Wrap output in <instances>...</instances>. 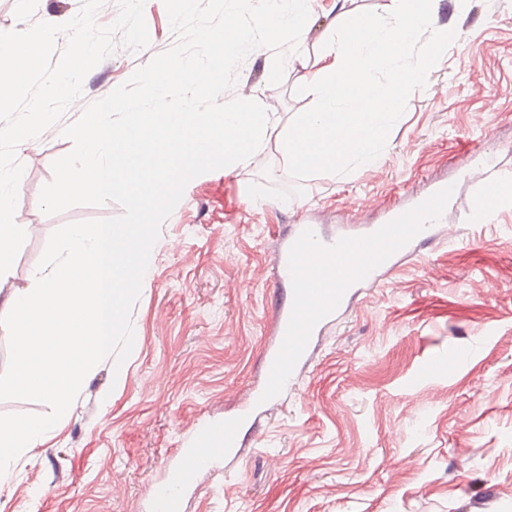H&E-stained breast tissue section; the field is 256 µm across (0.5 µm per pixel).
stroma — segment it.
Returning a JSON list of instances; mask_svg holds the SVG:
<instances>
[{"label":"stroma","instance_id":"obj_1","mask_svg":"<svg viewBox=\"0 0 512 512\" xmlns=\"http://www.w3.org/2000/svg\"><path fill=\"white\" fill-rule=\"evenodd\" d=\"M80 0H0V32L73 18ZM382 15L390 0H317L280 84L274 53L253 50L226 99L276 108L271 147L256 163L192 179L161 226L131 311L134 347L94 375L34 458L0 488V512H149L157 483L200 422L239 412L258 383L268 322L285 291L270 253L287 225L308 219L326 234L345 223H384L439 185L452 188L456 233L400 261L363 289L317 336L292 388L182 498L181 512H461L491 496L512 512V193L484 222L470 214L469 181L483 171L512 185V0H435L432 28L456 37L414 90L374 169L294 180L275 144L310 108L297 94L324 64L337 22ZM151 43L93 68L82 95L18 154L25 167L16 213L35 226L12 267L24 288L50 234L77 221L120 216L115 202L55 215L39 207L62 136L87 106L176 42L163 0H146ZM224 210H202L216 186ZM438 373H427L434 360Z\"/></svg>","mask_w":512,"mask_h":512}]
</instances>
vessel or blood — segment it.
I'll use <instances>...</instances> for the list:
<instances>
[{
  "mask_svg": "<svg viewBox=\"0 0 512 512\" xmlns=\"http://www.w3.org/2000/svg\"><path fill=\"white\" fill-rule=\"evenodd\" d=\"M447 209L448 190L441 187L393 211L382 224H350L333 236L316 224L286 229L272 265L277 281L288 288V300L275 313L261 380L244 395L240 414L202 425L183 440L176 451L179 461L166 476L177 491L158 492L156 512H181V491L194 488L204 472L240 452L252 413L281 401L315 336L356 290L378 285L401 257L427 247Z\"/></svg>",
  "mask_w": 512,
  "mask_h": 512,
  "instance_id": "vessel-or-blood-1",
  "label": "vessel or blood"
}]
</instances>
